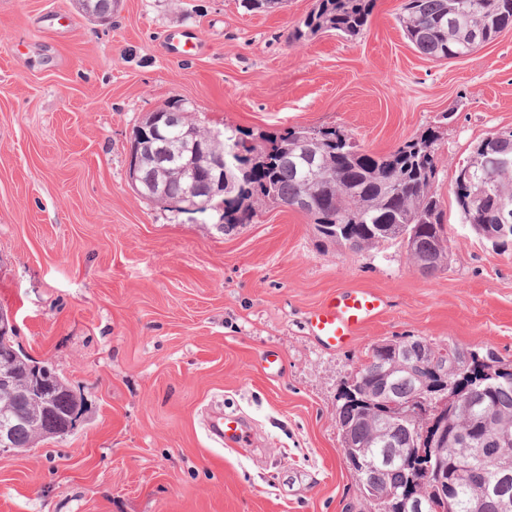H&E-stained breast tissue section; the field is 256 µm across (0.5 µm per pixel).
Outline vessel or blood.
I'll return each mask as SVG.
<instances>
[{
	"label": "vessel or blood",
	"mask_w": 512,
	"mask_h": 512,
	"mask_svg": "<svg viewBox=\"0 0 512 512\" xmlns=\"http://www.w3.org/2000/svg\"><path fill=\"white\" fill-rule=\"evenodd\" d=\"M378 293L363 290L344 291L321 304L306 322L308 332L328 347L348 344L357 332L383 310ZM213 439L221 440L226 449L239 450L247 437L243 421L236 415L219 416L209 428Z\"/></svg>",
	"instance_id": "b4317fda"
}]
</instances>
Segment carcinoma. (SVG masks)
Here are the masks:
<instances>
[{"label": "carcinoma", "instance_id": "obj_1", "mask_svg": "<svg viewBox=\"0 0 512 512\" xmlns=\"http://www.w3.org/2000/svg\"><path fill=\"white\" fill-rule=\"evenodd\" d=\"M284 0H240L248 12H267L281 7ZM374 0H319L311 12L295 28L292 40L299 42L318 33L334 31L342 36H357L367 27ZM86 17L112 15V0H90L81 6ZM400 23L406 38L422 55L431 59H456L472 55L492 42L503 30L512 27V0H405ZM434 133L405 143L393 152L377 156L369 154L345 135L329 127L287 128L274 135H254L240 128H224L219 148L224 158L238 160L243 171L238 174L236 196L224 209L210 207L202 213L218 217L221 227L230 229L249 224L255 216V203L268 200L281 206H292L301 197L310 199L312 208L301 209L311 218L320 236L328 242L354 250L378 245L389 240L404 244L417 271L434 276L448 266V236L443 222V209L434 189L436 158ZM512 157V134L497 141L493 154L474 147L463 166L471 167L474 178L488 180L489 197L512 200V166L502 168L494 159ZM321 164L324 179L311 183L306 176V161ZM167 165L149 155L141 157L140 176L143 196L155 199L152 185L159 183L164 198L174 199L186 191L183 178L175 173L161 174ZM350 213L357 222L339 229L336 216ZM489 369L501 378L488 398V404L499 419L512 424V362L506 363L486 353ZM56 390L51 404L70 411L78 407L74 394L64 388V378L47 362ZM390 358L373 345L367 360L355 376L367 387L378 389L391 383L398 396L414 392L417 386L405 376H388ZM45 404L29 402L25 412L32 426L17 432L16 448L36 444L35 431L45 428L48 419ZM337 421L341 442L351 438L366 448L363 465L357 471V483L364 486L359 497L366 512H388L385 496L406 481L405 475L383 467L375 456L401 452L412 440L413 426L394 424L387 429L392 441L388 448L379 446L380 424L387 418L386 408L367 400L356 410L340 403ZM448 422V471L459 473L453 502L443 492L431 488V498L440 512H503L502 503H512V477L499 480L478 465L468 448L454 440L458 430L471 428L474 422L446 408ZM490 485L478 507H472V489Z\"/></svg>", "mask_w": 512, "mask_h": 512}]
</instances>
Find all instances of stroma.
<instances>
[{
    "mask_svg": "<svg viewBox=\"0 0 512 512\" xmlns=\"http://www.w3.org/2000/svg\"><path fill=\"white\" fill-rule=\"evenodd\" d=\"M403 3L374 0L358 36L295 42L317 0L252 14L119 0L105 25L75 0H0V307L82 402L69 435L0 455V512H362L336 411L371 345L421 337L512 360V247L463 224L452 192L473 148L512 130V28L433 61L406 39ZM174 33L194 49L169 54ZM172 104L256 134L333 127L376 155L435 132L447 269L420 274L397 241L326 242L271 202L226 230L145 198L129 139ZM355 288L384 311L322 347L309 314ZM219 409L252 421L248 451L211 440Z\"/></svg>",
    "mask_w": 512,
    "mask_h": 512,
    "instance_id": "1",
    "label": "stroma"
}]
</instances>
